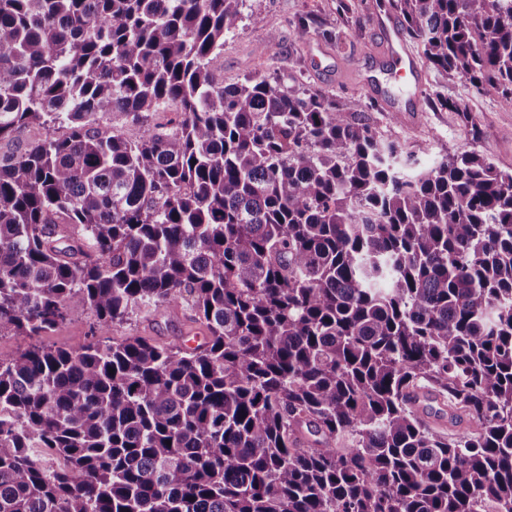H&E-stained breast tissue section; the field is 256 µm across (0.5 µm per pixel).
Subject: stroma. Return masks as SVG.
Wrapping results in <instances>:
<instances>
[{"label": "stroma", "instance_id": "1", "mask_svg": "<svg viewBox=\"0 0 512 512\" xmlns=\"http://www.w3.org/2000/svg\"><path fill=\"white\" fill-rule=\"evenodd\" d=\"M309 13L330 27L344 30L346 49L340 50L320 37L297 42L290 22ZM379 34L370 18L369 5H362L356 24L342 26L336 16V0H246L239 27L224 38V81L234 83L245 76H278L289 84L298 83L321 89L348 101L361 100L362 119L368 121L383 139L403 148L427 146L420 156L421 169L435 159L457 151H475L500 168L512 171V111L504 108L494 92H476L464 80L437 75L423 66L425 91L441 90L464 104L482 129L479 140H471L453 112L425 110L414 119L391 116L382 95H399L397 85L387 79L386 70L373 64ZM70 317L56 331L44 337L45 345L77 350L92 338L95 316L81 296L68 302ZM184 310L160 308L150 315L114 325L111 335L145 336L160 341L187 339L199 332Z\"/></svg>", "mask_w": 512, "mask_h": 512}]
</instances>
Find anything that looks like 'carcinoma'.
Wrapping results in <instances>:
<instances>
[{"instance_id": "carcinoma-1", "label": "carcinoma", "mask_w": 512, "mask_h": 512, "mask_svg": "<svg viewBox=\"0 0 512 512\" xmlns=\"http://www.w3.org/2000/svg\"><path fill=\"white\" fill-rule=\"evenodd\" d=\"M245 2L0 0V142L46 130L0 155V512H512V171L224 84ZM391 2L512 110V0ZM73 294L97 338L38 344ZM183 305L193 348L110 337Z\"/></svg>"}]
</instances>
